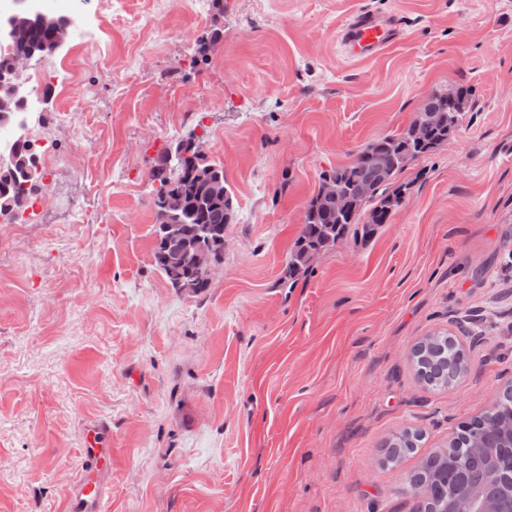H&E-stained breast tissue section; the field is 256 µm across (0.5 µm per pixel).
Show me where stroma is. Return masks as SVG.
<instances>
[{
  "label": "stroma",
  "mask_w": 512,
  "mask_h": 512,
  "mask_svg": "<svg viewBox=\"0 0 512 512\" xmlns=\"http://www.w3.org/2000/svg\"><path fill=\"white\" fill-rule=\"evenodd\" d=\"M70 16L24 225L0 219V512H60L88 419L112 432L105 512H418L421 458L512 384V0H41ZM405 38L350 62L356 9ZM471 90L459 127L389 185L399 203L282 287L324 172ZM68 112L59 124V112ZM237 218L204 292L153 258L151 178L188 132ZM458 335L468 371L433 391L411 349ZM418 448L385 461L392 437Z\"/></svg>",
  "instance_id": "obj_1"
}]
</instances>
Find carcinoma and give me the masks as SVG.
I'll return each instance as SVG.
<instances>
[{
	"label": "carcinoma",
	"instance_id": "1",
	"mask_svg": "<svg viewBox=\"0 0 512 512\" xmlns=\"http://www.w3.org/2000/svg\"><path fill=\"white\" fill-rule=\"evenodd\" d=\"M70 36V29L37 26L31 29L28 40L12 49L0 48V76L7 74L12 66L14 55L23 53L37 61L51 51L52 45L58 40H66ZM429 109L435 112L438 119L430 130L425 141L421 142L412 136V127H407L399 135H389L368 143L364 150L370 152L384 151L398 158V167L394 173L387 177L382 176L365 159L357 158L351 164L338 167L326 173V176L336 180L347 188H355L368 184L375 188L373 194L380 196V206L374 208L379 214V223L384 224L390 217L389 208L398 204L397 196L386 194L387 187L383 181H392L395 173L401 171L405 163L427 153L441 142L448 139L450 132L457 126L464 109L448 108V101L444 93L429 95ZM160 158L157 169L159 173L153 174L160 186L156 190L155 215L156 222H161L163 197L184 187V180L193 177L197 181V192L207 197L206 205L202 208H193V217L186 219L187 234L194 235L201 224L213 227L225 226L234 218V194L230 191L227 182H222L226 195L213 194L207 184L209 177L224 176V166L208 161L202 154L193 153L186 162V168L164 172ZM17 167H0V217L6 220L14 219L25 210L31 201L43 189L44 173L33 171L29 179L30 187L24 188V180L19 178ZM362 210L355 215L342 219L336 217L315 195L309 201L305 212L304 224L300 235L295 241L294 249L290 253L288 265L283 281L287 282L307 273L310 268L311 256L320 254L336 243L358 230L368 232L373 230L371 224H360ZM165 250L160 239V226L154 228L153 257L155 264L167 278L170 286L176 290L182 287L180 272L169 267L162 257ZM415 358L418 375L431 390H445L458 382L467 372V357L458 340L445 333H434L425 337L415 349ZM420 435L415 431L405 430L393 437L389 444L387 463L396 466L403 456L417 447ZM503 448H512V386L507 387L503 396L496 403L493 410V420L487 421L485 417L463 422L445 449H439L425 456L412 474L409 484L425 489L424 512H452L451 502L453 488L444 475L445 464L448 458L460 456L468 463L481 451L488 456L497 453Z\"/></svg>",
	"mask_w": 512,
	"mask_h": 512
}]
</instances>
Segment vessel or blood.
<instances>
[{
  "instance_id": "obj_1",
  "label": "vessel or blood",
  "mask_w": 512,
  "mask_h": 512,
  "mask_svg": "<svg viewBox=\"0 0 512 512\" xmlns=\"http://www.w3.org/2000/svg\"><path fill=\"white\" fill-rule=\"evenodd\" d=\"M402 39L394 16L368 9L351 15L336 35L342 53L351 61L377 58ZM111 476V433L107 425L94 420L84 427L80 466L65 495V512H103Z\"/></svg>"
}]
</instances>
